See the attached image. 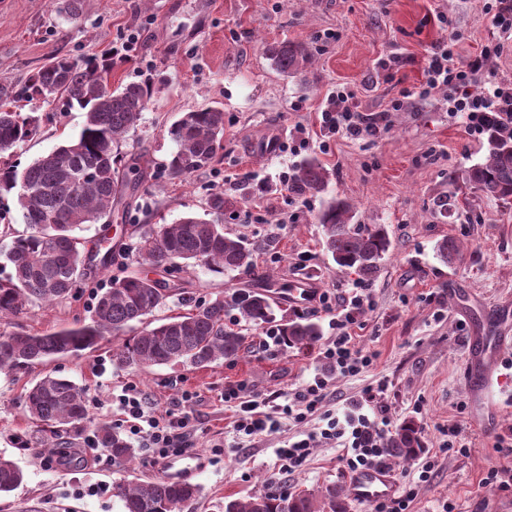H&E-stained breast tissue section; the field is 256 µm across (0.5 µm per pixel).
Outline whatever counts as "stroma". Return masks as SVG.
I'll return each instance as SVG.
<instances>
[{
    "instance_id": "obj_1",
    "label": "stroma",
    "mask_w": 512,
    "mask_h": 512,
    "mask_svg": "<svg viewBox=\"0 0 512 512\" xmlns=\"http://www.w3.org/2000/svg\"><path fill=\"white\" fill-rule=\"evenodd\" d=\"M492 0H81L71 16L68 0H0V85L20 90L28 76L55 56L83 65L91 58L112 62V84L152 79L140 129L123 145L126 158L145 170L144 193L129 212L115 210L112 229L88 225L84 238L132 241L134 225L171 224L183 215H204L212 194L224 197V228L258 247L250 273L190 269L187 289L201 300L248 290L273 278L296 285L277 296V315L299 314L321 327L320 344L332 331L321 294L340 295L360 280L338 267L321 246L319 213L332 199L352 207L353 223L385 225L391 248L378 272L365 279L372 305L353 329L357 349L373 354L366 371L336 377L325 407L333 411L383 393L391 434L415 420L424 451L410 460H391L401 489H414L409 512H512V489L484 483L490 466L512 467L497 451L498 437L512 435V401H502L488 421L470 404L464 372L471 335L492 342L512 333V199L494 200L461 189L462 174L483 160L485 134L465 115L448 109L441 90L426 97L414 90L424 79L427 56L439 41L455 42L459 59L488 43H502L495 60L498 78L512 80V38L501 39L492 23ZM141 33L137 54L125 55L122 38ZM306 47L309 62L299 74L276 69L272 46ZM355 94L360 112L381 129L377 136L335 137L321 148L320 113L336 87ZM217 106L224 111L223 147L215 163L172 182L162 174L176 146L165 129L182 113ZM17 111L41 115V133L24 143L6 165L25 167L67 139L85 122V112L58 99L49 104L21 99ZM290 145L265 154L268 137ZM316 159L328 172L324 192L282 188V171ZM449 211H441V201ZM456 241L461 255L443 261L438 246ZM113 263L67 303L34 307L11 319L19 332H52L87 316L99 289L133 271ZM168 301L144 322L97 348L56 358L31 371L0 374V457L14 461L24 480L0 495V512H122L113 494L118 483L189 475L200 493L181 512H224L225 500L265 490L285 492L345 486L349 471L342 451L324 442L290 474H278L276 449L309 431V424L282 422L271 434L244 439L224 391L242 396L288 394L323 363L318 349L264 350L266 326L245 329L239 358L205 368L172 364L141 368L121 365L112 349L175 314ZM69 379L85 391L91 422L79 432L53 437L31 423L23 393L45 373ZM144 394L159 417L181 406L190 415L188 445L180 456L156 459L137 437L128 442L133 461L114 459L109 449L96 459L56 461L61 448L83 449L96 423L118 431L126 425L118 400L129 385ZM457 426L467 453L444 448L443 430ZM435 468L418 480L425 457Z\"/></svg>"
}]
</instances>
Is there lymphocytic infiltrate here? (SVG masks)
<instances>
[{
  "label": "lymphocytic infiltrate",
  "instance_id": "lymphocytic-infiltrate-1",
  "mask_svg": "<svg viewBox=\"0 0 512 512\" xmlns=\"http://www.w3.org/2000/svg\"><path fill=\"white\" fill-rule=\"evenodd\" d=\"M501 51L500 46L487 47L466 60H458L452 44L435 43L429 53L425 81L418 88L419 96L447 89L453 111L466 113L472 125L483 126L490 112H512V82L496 80L489 63ZM354 93L345 87L337 88L328 98L321 113L320 126L331 136L356 139L378 134V125L359 112L353 103ZM322 310L334 313L333 340L318 352L328 367L318 372L288 395L287 403H278L273 395L242 397L238 389L224 392V403L237 413V432L257 437L272 432L278 419L296 423L315 419L325 420V428L306 433L305 437L289 443L278 451L279 473H292L307 460L312 448L328 440L340 443L350 471L382 464L381 428L386 423V410L379 395L366 393L362 400L345 407L342 414L325 412L330 396V373L355 376L373 363L371 355L355 350L351 327L357 321L370 298L363 283L353 287L341 298L323 294L319 298ZM119 407L131 434L141 438L147 447L161 458L182 453L186 447L187 419L158 418L149 415L146 403L136 386H128L119 399Z\"/></svg>",
  "mask_w": 512,
  "mask_h": 512
}]
</instances>
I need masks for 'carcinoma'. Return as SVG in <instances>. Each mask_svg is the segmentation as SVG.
<instances>
[{
    "instance_id": "1",
    "label": "carcinoma",
    "mask_w": 512,
    "mask_h": 512,
    "mask_svg": "<svg viewBox=\"0 0 512 512\" xmlns=\"http://www.w3.org/2000/svg\"><path fill=\"white\" fill-rule=\"evenodd\" d=\"M276 66L296 74L309 62L307 50L292 43L269 49ZM112 63L103 60L81 69L67 57L55 56L31 74L20 95L30 99L64 96L86 110L79 135L38 157L18 170L11 166L0 174V192L16 191L26 233L16 237L5 254L11 274L0 279V322L39 304H61L73 298L78 282L85 279V225L112 215V209L134 192L143 171L121 164V147L140 126L147 107L149 85L132 82L108 88ZM13 92L0 87V155L34 138L41 118L9 107L5 99ZM488 149L484 160L464 173L470 190L486 198L512 196V123L492 115L484 125ZM176 151L165 165L171 180H185L191 173L211 165L222 148L224 112L206 107L184 113L168 128ZM328 175L315 160L296 171L290 189L300 192L325 191ZM206 219L186 215L173 224L135 230L132 256L135 263L163 269L158 279L138 271L112 280L100 290L88 317L73 326L50 333L0 330V373H13L42 365L49 360L92 350L105 335L118 333L130 323L140 322L167 300L176 296L182 311L146 329L113 352L120 365L141 367L189 363L206 367L218 360L240 356L244 336L224 323L226 308L238 310L249 326L277 323L279 336L291 348L305 349L321 335L317 323L303 317L277 318L268 292L238 291L226 300L217 296L203 304L186 295L185 287L171 283L170 275L186 273L204 265L219 273L250 271L256 245L245 237L224 231V197L208 202ZM351 206L334 199L320 213L323 248L341 268L370 277L388 253L390 239L384 227L360 231L353 227ZM25 406L36 426L56 435L78 430L88 419L84 390L73 381L48 374L25 392ZM97 443L118 459H131L134 449L110 426L97 427ZM394 458L408 460L422 448L414 422L399 425L384 443ZM24 479L10 460L0 459V494L9 493ZM199 487L163 478L122 484L116 494L123 512H180L181 506L197 497ZM224 512H348L342 489L326 488L322 499L316 494L270 491L224 503Z\"/></svg>"
}]
</instances>
